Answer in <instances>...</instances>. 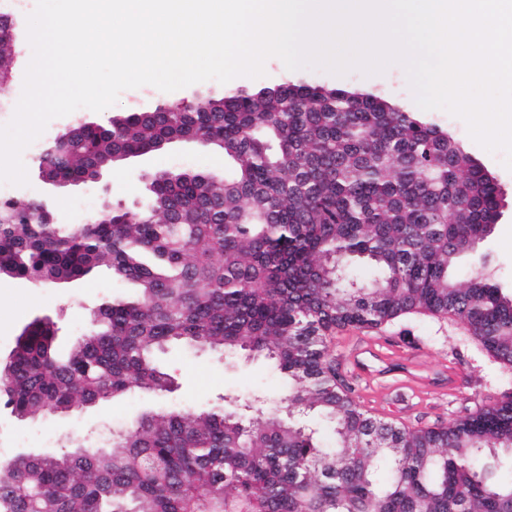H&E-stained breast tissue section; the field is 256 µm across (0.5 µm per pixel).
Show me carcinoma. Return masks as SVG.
<instances>
[{
	"mask_svg": "<svg viewBox=\"0 0 512 512\" xmlns=\"http://www.w3.org/2000/svg\"><path fill=\"white\" fill-rule=\"evenodd\" d=\"M160 114L76 124L37 157L85 182L130 157L191 140L224 151L228 178L176 170L150 206L50 224L37 200L0 201V272L40 284L100 267L134 284L71 351L50 318L0 361V396L20 418L67 414L130 393L162 395L155 361L173 343L263 357L288 380L283 406L144 413L112 449L0 464V512H512V394L450 424L371 416L336 376V330L410 315L457 321L512 369V295L475 270L455 279L501 216L500 190L448 133L385 97L284 82L236 88ZM365 264V285L349 275ZM332 424L330 444L295 416Z\"/></svg>",
	"mask_w": 512,
	"mask_h": 512,
	"instance_id": "carcinoma-1",
	"label": "carcinoma"
}]
</instances>
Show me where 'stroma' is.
<instances>
[{
    "mask_svg": "<svg viewBox=\"0 0 512 512\" xmlns=\"http://www.w3.org/2000/svg\"><path fill=\"white\" fill-rule=\"evenodd\" d=\"M36 0H0V14L16 23L15 63L11 76L0 83V125L7 123L10 108L22 93L27 59L32 54L27 41L28 15ZM313 84L348 87L392 99L407 111H417L415 94L401 64H389L383 72L367 75L354 69L337 76L322 69L288 70L278 61L265 63L263 77H238L235 88H256L285 78ZM223 84L208 80L173 92L151 85L123 91L116 104L102 112L86 108L53 119L41 136L51 141L82 117L106 121L112 115L133 109L150 110L160 104L190 99L193 93L217 96ZM426 120L447 128L472 157L496 177L502 191L501 217L492 233L477 248L476 256L462 257L455 272L467 278L477 259H484L490 278L512 290V171L504 164L503 153H488L470 137L466 123L447 111H426ZM28 171L27 186L9 189L10 199L45 202L56 223L77 226L104 207L139 208L148 201L149 174L189 168L232 174L233 167L223 152L191 141H177L166 149L132 157L112 167L97 183L55 188L37 176L36 158L23 152ZM133 288L101 270L75 283L39 285L0 276V359L8 356L22 328L34 318L49 316L57 321V343L68 349L89 327L90 316L101 303L132 296ZM331 362L351 391L353 399L372 415L409 427L445 425L466 412L476 410L512 392V370L493 361L471 339L460 324L447 319L410 316L383 325L377 330L345 328L337 331L329 348ZM161 368L173 381L171 392L157 397L132 394L108 400L67 415L27 420L15 416L0 403V456L13 457L29 451L67 450L71 440L89 438L99 445H111L113 431L132 426L151 409L184 407L209 410L221 407L224 397L246 400L254 395L279 399L288 390L287 382L264 359L172 347L159 356Z\"/></svg>",
    "mask_w": 512,
    "mask_h": 512,
    "instance_id": "1",
    "label": "stroma"
}]
</instances>
